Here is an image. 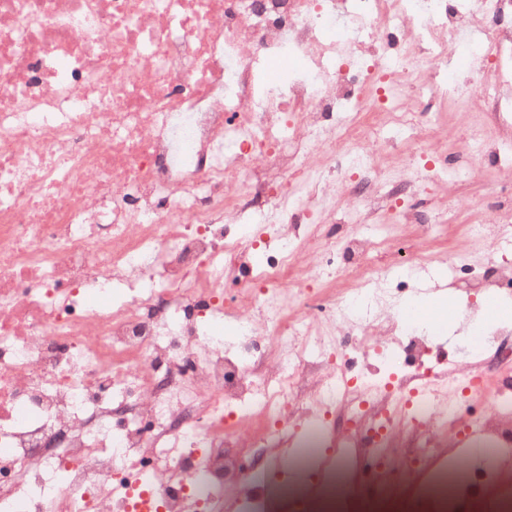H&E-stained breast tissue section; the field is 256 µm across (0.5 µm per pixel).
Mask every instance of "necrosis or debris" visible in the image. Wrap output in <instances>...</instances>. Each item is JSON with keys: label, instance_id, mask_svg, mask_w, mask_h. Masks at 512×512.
<instances>
[{"label": "necrosis or debris", "instance_id": "obj_1", "mask_svg": "<svg viewBox=\"0 0 512 512\" xmlns=\"http://www.w3.org/2000/svg\"><path fill=\"white\" fill-rule=\"evenodd\" d=\"M461 43L494 71L487 100L512 110V0H0V512H263L268 449L279 469L309 466L329 417L344 421L341 477L372 456L369 512H512V377L488 412L468 410L482 358L512 363L493 346L512 321L476 338L473 363L437 366L408 325L407 281L370 263L382 242L364 232L340 245L360 273L339 301L292 314L281 299L310 244L296 181L321 223L339 221L311 155L342 156L362 225L416 222L406 199L447 183L438 163L384 175L364 144L440 136ZM290 57L288 80L270 79ZM247 224L274 245L230 305ZM489 263L460 284L487 303L512 288V263ZM369 300L371 335L337 342ZM359 355L376 369L351 371ZM465 433L480 461L426 471ZM405 435L417 448L402 464ZM232 448L253 466L232 469ZM401 471L422 477L416 499Z\"/></svg>", "mask_w": 512, "mask_h": 512}]
</instances>
